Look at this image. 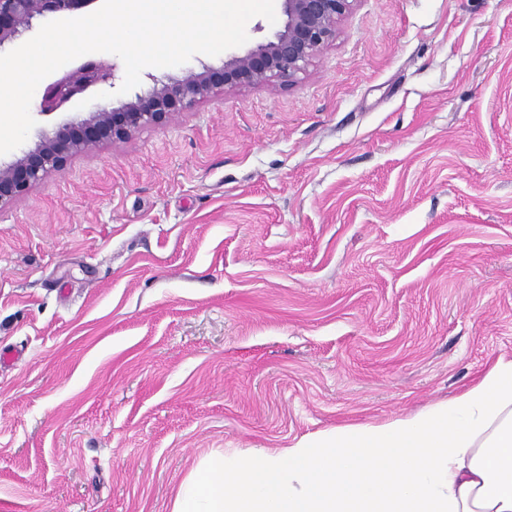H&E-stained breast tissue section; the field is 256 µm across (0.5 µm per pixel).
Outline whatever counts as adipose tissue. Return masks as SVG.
<instances>
[{
  "label": "adipose tissue",
  "instance_id": "ef3b65f1",
  "mask_svg": "<svg viewBox=\"0 0 512 512\" xmlns=\"http://www.w3.org/2000/svg\"><path fill=\"white\" fill-rule=\"evenodd\" d=\"M170 512H512V358L415 414L212 452Z\"/></svg>",
  "mask_w": 512,
  "mask_h": 512
}]
</instances>
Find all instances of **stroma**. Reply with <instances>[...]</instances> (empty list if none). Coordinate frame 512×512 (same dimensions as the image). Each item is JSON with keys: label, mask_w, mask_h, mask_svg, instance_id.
<instances>
[{"label": "stroma", "mask_w": 512, "mask_h": 512, "mask_svg": "<svg viewBox=\"0 0 512 512\" xmlns=\"http://www.w3.org/2000/svg\"><path fill=\"white\" fill-rule=\"evenodd\" d=\"M0 512H170L215 449L512 357V0H358L306 73L0 210Z\"/></svg>", "instance_id": "35a3bbf8"}]
</instances>
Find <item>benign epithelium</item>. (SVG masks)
<instances>
[{"instance_id":"1","label":"benign epithelium","mask_w":512,"mask_h":512,"mask_svg":"<svg viewBox=\"0 0 512 512\" xmlns=\"http://www.w3.org/2000/svg\"><path fill=\"white\" fill-rule=\"evenodd\" d=\"M95 0H0V50L19 43L34 21L75 17ZM283 28L272 38L220 66L190 69L178 80L149 75L153 85L117 108L100 107L43 137L13 160L0 164V209L16 201L48 174L76 155L108 142H124L136 133L168 124L183 109L226 92L290 82L306 72L314 58L336 40L357 0H280ZM112 79L107 62L87 61L65 73L46 91L41 112L57 110L74 96Z\"/></svg>"}]
</instances>
